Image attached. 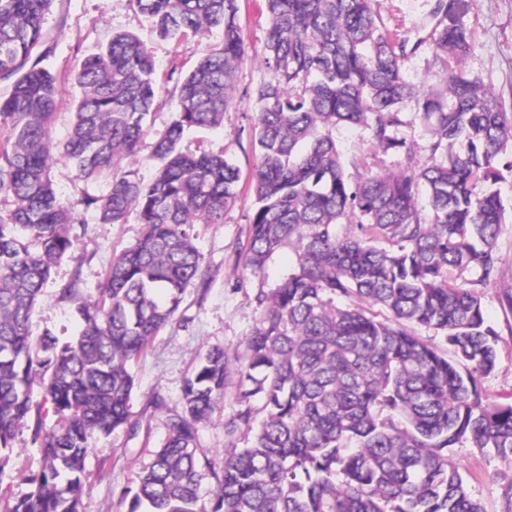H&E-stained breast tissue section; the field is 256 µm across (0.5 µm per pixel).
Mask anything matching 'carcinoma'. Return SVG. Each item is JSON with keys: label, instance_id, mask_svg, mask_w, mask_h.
I'll return each instance as SVG.
<instances>
[{"label": "carcinoma", "instance_id": "cac0c4a2", "mask_svg": "<svg viewBox=\"0 0 512 512\" xmlns=\"http://www.w3.org/2000/svg\"><path fill=\"white\" fill-rule=\"evenodd\" d=\"M52 2L0 0V80L10 82L0 97V194L13 202L0 215V483L20 433L40 450L29 491L5 512H80L88 436L135 432L133 367L200 274L195 225L224 223L242 193L240 168L224 154L179 150L188 132L224 121L246 54L239 0H135L176 48L213 28L222 45L169 73L174 116L153 145L158 167L147 182L122 162L148 133L151 52L119 33L81 61L82 96L62 156L84 180L112 179L108 194L80 200L84 209L101 224L135 211L143 232L79 307L80 336L30 335L75 222L50 178L57 77L33 57ZM461 2L435 8L436 48L454 55L469 47L466 31L447 23ZM265 9L274 78L243 91L254 103L259 161L238 267L259 277L284 249L297 262L277 287L256 293L243 361L234 366L213 346L186 378L181 410L138 475L127 512H484L450 452L467 443L512 458V404L482 391L497 366L498 333L480 292L500 264L508 205L494 185L512 172V113L480 79L453 71L440 77L445 95L420 93L402 72L405 42L382 27L371 0H265ZM408 101L431 135L429 162L350 180L336 129L364 126L374 147L410 155L395 136ZM458 141L462 153L451 150ZM351 219L356 234L340 235L337 224ZM456 272L473 275L468 286ZM230 388L238 409L224 422L228 448L217 470L197 452V426Z\"/></svg>", "mask_w": 512, "mask_h": 512}]
</instances>
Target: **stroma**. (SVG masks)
<instances>
[{"label": "stroma", "mask_w": 512, "mask_h": 512, "mask_svg": "<svg viewBox=\"0 0 512 512\" xmlns=\"http://www.w3.org/2000/svg\"><path fill=\"white\" fill-rule=\"evenodd\" d=\"M435 3L436 0L373 2L381 24L409 44L402 60L405 78L420 90L441 92L445 86L439 80L440 74L448 69L461 70L481 78L512 112V0H463L457 21L468 33L469 48L451 59L433 44ZM239 7V23L247 47L234 78L235 87L240 90L270 80L272 71L264 60V0H239ZM119 32L135 34L147 45L160 75H167L176 67L189 68L193 62L190 52L175 53L171 42L156 37L149 18L134 0H54L43 16V40L36 52L42 56L44 67L58 78L59 106L50 128L55 143H64L71 130L72 112L81 95L75 80L79 64ZM171 90L170 83L160 84L156 107L148 120L149 135L123 162L124 167L138 170L145 179L151 178L157 167L152 144L173 117ZM416 112L415 103H406L403 123L396 130L398 138L415 146L410 159L395 150L374 148L365 127H339L336 144L348 176L358 178L365 169L393 174L409 162L423 165L431 154V137ZM253 124L252 99L238 96L225 112L220 127L185 136L179 148L186 153L225 152L247 180L257 164L251 148ZM50 176L58 198L68 207H76L84 195L103 196L110 189L109 177L78 179L73 167L61 157L55 159ZM252 213L253 198L246 194L225 211L223 223L196 225L201 275L186 288L173 320L134 367L136 384L130 412L138 424L137 434L121 431L91 438L82 512H125L122 494L134 487L138 472L152 463L154 450L168 433L170 415L180 408L184 381L205 349L221 346L230 358L244 356L246 338L259 317L255 294L258 289L276 287L294 262L293 253L285 250L276 256L264 277L238 270V251L247 240ZM141 232L136 214H129L121 224H102L95 212L79 211L72 231L74 244L53 265L31 318V334L38 336L49 330L62 340L76 335L79 306L98 295L113 259L133 245ZM498 251L499 272L482 290V309L485 319L499 334V359L495 370L483 379L482 389L491 400L512 403V311L502 303L504 294L512 292V222L503 226ZM236 408L232 398H225L211 418L198 426L199 449L214 466L223 464L224 421ZM14 446L16 452L8 465L14 476L0 483V498L25 494L28 486L17 478L16 472L39 466V450L32 446L28 435H19ZM450 456L472 497L485 512H498L500 481L512 478V458L483 453L467 444L453 448Z\"/></svg>", "instance_id": "obj_1"}]
</instances>
